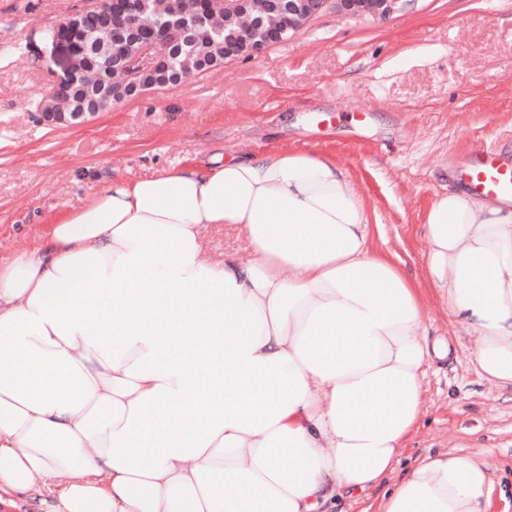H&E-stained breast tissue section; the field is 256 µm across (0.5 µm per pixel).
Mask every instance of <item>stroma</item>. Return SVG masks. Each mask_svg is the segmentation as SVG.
Listing matches in <instances>:
<instances>
[{"instance_id":"35a3bbf8","label":"stroma","mask_w":512,"mask_h":512,"mask_svg":"<svg viewBox=\"0 0 512 512\" xmlns=\"http://www.w3.org/2000/svg\"><path fill=\"white\" fill-rule=\"evenodd\" d=\"M83 0H0V264L33 249L52 218L111 180L227 155L297 148L334 156L359 183L371 223L422 278L421 225L479 146L512 161V0H404L386 20L317 16L288 41L101 113L74 128L39 124L58 69L8 46ZM430 336L452 351L424 381L427 412L403 450L482 454L489 512H512V392L470 362L478 343L425 298Z\"/></svg>"}]
</instances>
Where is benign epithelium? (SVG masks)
I'll return each mask as SVG.
<instances>
[{"label": "benign epithelium", "mask_w": 512, "mask_h": 512, "mask_svg": "<svg viewBox=\"0 0 512 512\" xmlns=\"http://www.w3.org/2000/svg\"><path fill=\"white\" fill-rule=\"evenodd\" d=\"M404 0H288V24L270 29L257 38L242 35L238 46L227 55L228 60L255 58L270 46L287 41L295 32L309 24L319 14L333 10L347 17H372L386 20L398 12ZM102 0H86V6L69 14L56 24L53 48L64 51L62 73L57 76L39 112V122L48 127H74L88 123L112 106L136 99L156 88L176 86L189 79L169 66V59L179 51L185 32L178 25L165 31L163 38L141 34L131 24V18L142 10L141 0H109L103 16L107 36L102 42L106 61L123 73L124 79L115 84L103 75L98 84L85 83L77 58L86 51L87 34L81 24L101 10ZM168 11L174 15L210 14L218 8L229 13H248L253 0H167Z\"/></svg>", "instance_id": "1"}]
</instances>
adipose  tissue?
<instances>
[{
	"label": "adipose tissue",
	"instance_id": "1",
	"mask_svg": "<svg viewBox=\"0 0 512 512\" xmlns=\"http://www.w3.org/2000/svg\"><path fill=\"white\" fill-rule=\"evenodd\" d=\"M217 224L243 255L210 259ZM425 281L335 159L280 149L111 181L0 266V491L44 512H319L388 479L448 341L512 388V199L427 211ZM45 478L36 489V478ZM474 453L416 458L378 512H486Z\"/></svg>",
	"mask_w": 512,
	"mask_h": 512
}]
</instances>
